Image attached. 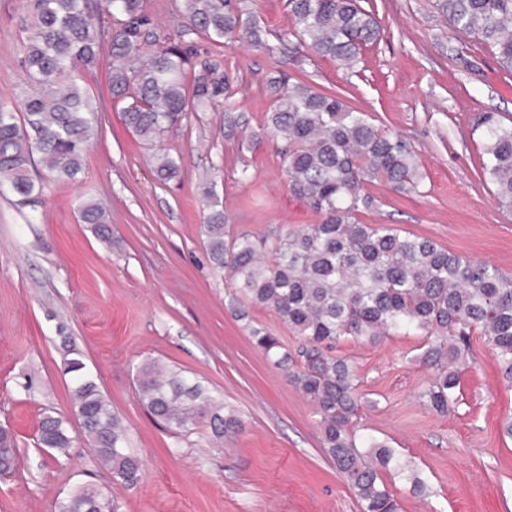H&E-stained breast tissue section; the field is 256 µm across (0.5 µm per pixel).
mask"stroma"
I'll return each mask as SVG.
<instances>
[{
	"label": "stroma",
	"instance_id": "1",
	"mask_svg": "<svg viewBox=\"0 0 512 512\" xmlns=\"http://www.w3.org/2000/svg\"><path fill=\"white\" fill-rule=\"evenodd\" d=\"M154 54L176 35L181 0H143ZM382 26L377 42L350 70L299 47L286 0H253L267 31L263 49L223 47L232 79L230 105L243 132L224 135V111L189 115L164 141L181 157L180 180H157L153 148L129 131L112 100L110 59L82 83L103 102L101 125L76 184L45 183L35 208L0 194V426L20 449V470L0 478V512H52L57 496L79 484L107 491L119 512H361L353 490L322 448L314 404L249 337L262 326L297 353L301 337L269 308L248 320L230 305L227 272L213 267L203 244L200 177L213 173L231 234L256 237L320 223L289 187L280 143L266 129L274 95L267 79L282 70L317 89L341 92L382 131L413 147L418 191L380 180L364 190L375 200L365 224L388 225L512 276V209L502 206L480 169L477 119H512V73L489 46L453 31L436 0H361ZM23 0H0V100L19 103L24 83L20 42ZM105 201L111 243L81 223L78 197ZM35 222H28L29 213ZM73 337L88 371L128 427L143 463L141 482L114 481L71 420L69 457L37 448L42 413H70L73 378L63 370V336ZM419 336L388 335L375 344L350 338L346 358L366 404L360 424L412 460L428 482L412 494L385 482L400 512H512V386L498 373L491 347L473 336L460 365L458 403L440 415L420 394L436 370L420 359ZM157 359L205 381L242 421L217 437L199 425L175 434L140 404L135 374ZM31 390H23V383Z\"/></svg>",
	"mask_w": 512,
	"mask_h": 512
}]
</instances>
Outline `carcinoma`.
Here are the masks:
<instances>
[{
	"mask_svg": "<svg viewBox=\"0 0 512 512\" xmlns=\"http://www.w3.org/2000/svg\"><path fill=\"white\" fill-rule=\"evenodd\" d=\"M457 33L494 49L503 69L512 72V0H437ZM112 17L109 39L91 20L89 0H26L25 38L20 66L26 91L14 106L0 101V189L33 205L42 181L32 171L74 182L98 131L101 107L78 82L80 68L91 70L112 57V100L124 102L122 119L142 141L155 146L178 128L188 109L204 112L226 98L230 82L223 60L199 59L192 36L216 46L246 42L265 47L264 30L248 0H184L177 38L159 58H144L151 20L143 0H102ZM298 46L339 66H354L374 44L380 22L359 0H288ZM275 94L266 128L280 140L290 189L322 216V222L275 237L272 247L254 236L226 237L227 220L216 181L202 184L205 247L215 267L227 269L235 283L230 305L236 316L248 307L272 309L303 340L300 367L288 377L316 407L322 445L358 498L362 512H399L382 474L395 472L422 494L427 484L396 449L355 428L362 407L358 380L349 362L331 354L342 338L375 343L389 332L427 338L421 360L437 367L420 393L430 409L446 414L457 403L458 372L452 363L468 349L471 336H484L495 353L502 380L512 384V278L497 268L449 252L433 240L402 235L387 225L364 224L361 210L374 206L364 192L369 179L397 191H414L421 181L412 147L382 131L368 115L351 107L339 92L323 93L285 73L268 78ZM485 146L481 167L497 199L512 206V124L492 113L478 118ZM163 183L181 176V163L169 154L153 155ZM81 221L112 244L105 208L80 199ZM254 345L279 367L293 357L279 338L262 326L247 325ZM65 371L74 376L73 411L96 459L127 488L142 479L143 464L127 448V429L112 409L83 354L64 337ZM140 404L177 433L206 423L219 437L240 427L224 402L197 378L157 360L137 371ZM38 444L54 459L72 447L69 420L48 410L39 422ZM13 434L0 427V475L18 467ZM55 512H117L103 491L79 484L56 499Z\"/></svg>",
	"mask_w": 512,
	"mask_h": 512,
	"instance_id": "carcinoma-1",
	"label": "carcinoma"
}]
</instances>
